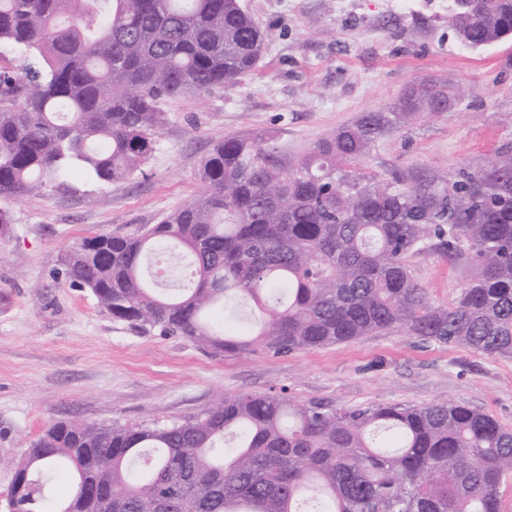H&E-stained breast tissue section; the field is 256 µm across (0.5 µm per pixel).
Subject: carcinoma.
<instances>
[{"mask_svg": "<svg viewBox=\"0 0 512 512\" xmlns=\"http://www.w3.org/2000/svg\"><path fill=\"white\" fill-rule=\"evenodd\" d=\"M455 36L479 52L512 39V0H448ZM264 34L240 0H0L3 203L78 167L108 184L142 171L166 102L252 72ZM447 86H407L384 107L285 165L271 135L233 134L204 157L205 190L131 236L84 240L65 281L112 318L214 356H285L399 332L512 355V151L452 179L360 164ZM428 249L467 269L435 306L410 259ZM182 270L189 284L158 287ZM72 471L56 505V471ZM11 512H500L512 429L446 399L419 407L295 404L281 392L224 396L201 414L122 424L56 421L14 463Z\"/></svg>", "mask_w": 512, "mask_h": 512, "instance_id": "cac0c4a2", "label": "carcinoma"}]
</instances>
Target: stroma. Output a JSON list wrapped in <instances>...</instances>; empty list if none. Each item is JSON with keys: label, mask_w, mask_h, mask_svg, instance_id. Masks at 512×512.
Wrapping results in <instances>:
<instances>
[{"label": "stroma", "mask_w": 512, "mask_h": 512, "mask_svg": "<svg viewBox=\"0 0 512 512\" xmlns=\"http://www.w3.org/2000/svg\"><path fill=\"white\" fill-rule=\"evenodd\" d=\"M264 33L256 69L234 86L169 102L141 174L10 202L0 239V502L44 428L65 420L167 424L220 396L284 390L298 403L421 406L444 398L512 428V357L379 333L287 356L215 357L192 342L115 321L93 294L60 277L65 255L100 234L129 236L186 203L201 160L228 134L274 133L291 162L406 86L445 81L455 101L379 139L365 160L383 173L455 175L512 148V41L480 53L456 40L448 0H241ZM430 300L448 305L465 268L444 253L415 256Z\"/></svg>", "instance_id": "35a3bbf8"}]
</instances>
